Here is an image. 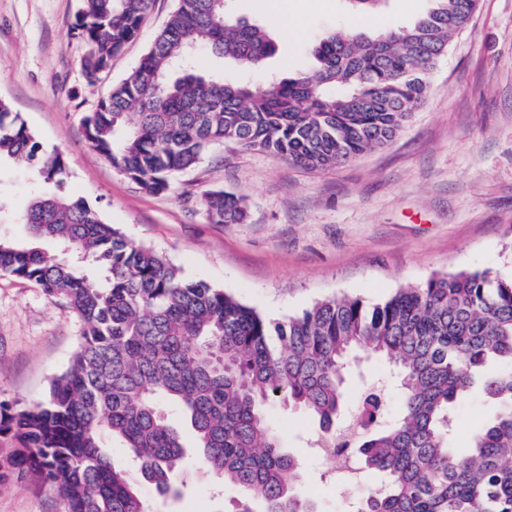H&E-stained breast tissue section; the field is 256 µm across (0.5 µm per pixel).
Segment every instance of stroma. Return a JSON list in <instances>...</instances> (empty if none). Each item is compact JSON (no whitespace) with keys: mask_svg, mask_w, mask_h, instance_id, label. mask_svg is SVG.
Masks as SVG:
<instances>
[{"mask_svg":"<svg viewBox=\"0 0 512 512\" xmlns=\"http://www.w3.org/2000/svg\"><path fill=\"white\" fill-rule=\"evenodd\" d=\"M291 39H278L264 69L248 77L295 76L313 65L311 50L346 26V0H282ZM83 0H0V100L18 112L42 149L62 155L67 193L84 198L130 242L152 249L188 280H203L267 318L283 321L315 301L350 295L375 303L433 275L512 274V0H479L470 24L451 42L430 79L425 101L391 142L343 164L309 170L224 142L194 168L173 177L167 192L145 191L91 149L87 113L139 63L175 7L154 0L138 37L91 82L71 29ZM34 172L0 169V237L25 239L23 216L45 191ZM241 197L243 224L210 223L203 196ZM81 322L37 285L0 274V401L47 395L81 337ZM383 380L384 416L401 413L387 366L363 364L348 382L351 403ZM491 410L481 394L457 409L453 445L466 449ZM270 417L288 448L304 460L302 487L320 512H345L328 475L329 460L312 454V424L281 405ZM184 495L156 501L157 512H224L232 488L190 460ZM0 512H66V503L36 477L0 481Z\"/></svg>","mask_w":512,"mask_h":512,"instance_id":"obj_1","label":"stroma"}]
</instances>
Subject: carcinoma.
I'll return each instance as SVG.
<instances>
[{"mask_svg": "<svg viewBox=\"0 0 512 512\" xmlns=\"http://www.w3.org/2000/svg\"><path fill=\"white\" fill-rule=\"evenodd\" d=\"M152 0H85L72 35L91 78L135 39ZM411 25L369 34L341 27L314 46V68L266 87L226 82L199 68L203 47L245 71L277 51L269 31L227 15L226 0H176L138 66L84 121L90 146L149 192L233 141L320 170L395 138L422 103L428 77L478 0H432ZM340 92H333V88ZM63 183L59 154H44L19 114L0 100V162ZM217 224L246 219L242 199L204 196ZM29 239H0V273L33 282L82 320L79 349L49 396L0 403V479L37 476L67 512H152L124 463L102 445L119 442L159 497L178 499L189 454L238 496L224 512H317L299 483L303 460L284 446L268 410L305 412L317 442L344 449L376 480L355 481L350 512H512V277L459 272L400 288L369 307L357 297L316 302L285 323L129 242L83 198L38 194L26 212ZM61 249L50 253L42 243ZM100 276L91 277L87 267ZM376 359L396 370L401 416L380 421V400L349 406L351 368ZM493 408L460 454L453 410L474 388ZM177 406L193 443L160 411Z\"/></svg>", "mask_w": 512, "mask_h": 512, "instance_id": "obj_1", "label": "carcinoma"}]
</instances>
